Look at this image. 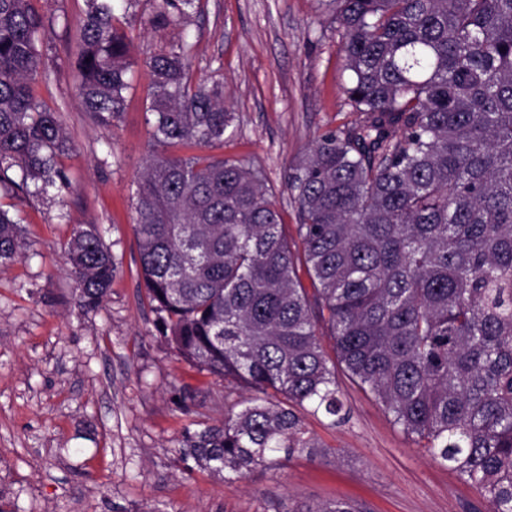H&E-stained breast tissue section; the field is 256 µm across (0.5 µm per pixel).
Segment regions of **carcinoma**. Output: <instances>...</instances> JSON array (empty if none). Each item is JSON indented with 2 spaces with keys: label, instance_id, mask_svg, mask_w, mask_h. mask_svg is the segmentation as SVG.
<instances>
[{
  "label": "carcinoma",
  "instance_id": "obj_1",
  "mask_svg": "<svg viewBox=\"0 0 512 512\" xmlns=\"http://www.w3.org/2000/svg\"><path fill=\"white\" fill-rule=\"evenodd\" d=\"M148 2L141 24L160 28L200 0ZM334 2L360 118L287 171L292 238L248 159L169 152L220 149L235 120L220 85L193 81L192 45L146 61L133 231L155 327L190 366L248 392L221 425L186 431L183 456L244 479L319 447L306 415L348 418L339 367L484 512H512V0ZM79 29L75 95L110 126L133 37L114 0H85ZM47 35L31 0H0V189L68 188L60 114L33 93ZM24 246L0 210V266ZM64 254L78 304L99 306L117 268L97 229L76 226ZM283 512L367 510L336 499Z\"/></svg>",
  "mask_w": 512,
  "mask_h": 512
}]
</instances>
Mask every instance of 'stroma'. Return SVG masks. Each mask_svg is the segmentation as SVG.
I'll use <instances>...</instances> for the list:
<instances>
[{
  "label": "stroma",
  "instance_id": "1",
  "mask_svg": "<svg viewBox=\"0 0 512 512\" xmlns=\"http://www.w3.org/2000/svg\"><path fill=\"white\" fill-rule=\"evenodd\" d=\"M52 21L35 96L59 112L68 142L62 191H0L21 218L26 247L0 268V512H279L354 499L371 512H474L479 494L414 444L345 375L339 425L307 415L328 455L295 453L278 470L224 481L183 460L185 430L220 423L245 393L196 370L158 336L139 277L132 200L147 152L145 61L187 41L196 78L224 87L236 116L221 155L260 168L286 232L296 212L284 174L313 138L351 124L349 74L332 0H201L179 26L127 22L132 87L114 126L95 123L74 93L84 0H32ZM97 228L117 265L104 302L78 306L63 251L75 225ZM190 385L182 414L175 395Z\"/></svg>",
  "mask_w": 512,
  "mask_h": 512
}]
</instances>
